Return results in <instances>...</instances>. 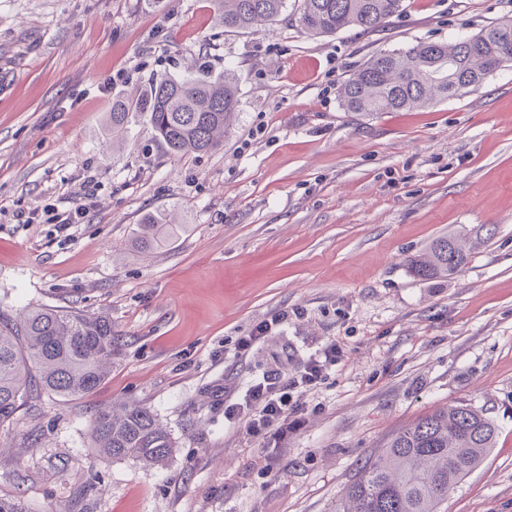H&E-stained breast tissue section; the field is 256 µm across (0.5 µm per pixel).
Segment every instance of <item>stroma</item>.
Masks as SVG:
<instances>
[{"label":"stroma","instance_id":"stroma-1","mask_svg":"<svg viewBox=\"0 0 512 512\" xmlns=\"http://www.w3.org/2000/svg\"><path fill=\"white\" fill-rule=\"evenodd\" d=\"M404 3L379 30L314 37L299 0L261 32L224 31L213 0H0V314L76 307L109 318L118 347L92 394L41 392L0 426V498L335 512L392 434L463 402L498 434L441 512H512V66L372 118L336 95L374 53L475 34L512 0ZM195 65L241 76L223 146L172 155L140 122L111 152L113 97ZM83 202L63 236L52 214ZM171 211L184 230L135 252L143 217ZM444 235L474 242L467 265L414 276L410 259ZM280 311V332L237 358V338ZM332 339L341 361L301 428L269 443L225 423L251 380L291 376ZM125 405L166 429L162 463L92 447L97 413Z\"/></svg>","mask_w":512,"mask_h":512}]
</instances>
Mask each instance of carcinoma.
I'll return each instance as SVG.
<instances>
[{
    "label": "carcinoma",
    "mask_w": 512,
    "mask_h": 512,
    "mask_svg": "<svg viewBox=\"0 0 512 512\" xmlns=\"http://www.w3.org/2000/svg\"><path fill=\"white\" fill-rule=\"evenodd\" d=\"M216 19L226 31L259 32L278 20L286 0H215ZM404 0H301L299 23L307 33L327 36L348 28L374 31L403 11ZM512 19L468 37L418 41L405 49L371 56L338 88L349 112L424 108L479 86L512 64ZM239 74L226 68L214 77L201 68L185 76L152 77L131 98L112 101L107 125L112 147L125 143L135 122L146 120L155 139L174 155L207 153L224 144L236 120ZM172 216L148 214L138 225L136 250L149 249ZM470 258L469 247L452 236L435 239L410 259L419 278L447 277ZM116 342L112 322L76 309L37 307L14 320L0 317V424L23 399L42 391L84 397L112 370ZM497 426L468 404L438 408L399 430L386 448L370 455L346 488L336 512H439L448 492L494 448ZM94 447L112 457L146 465L172 451L167 432L144 407L101 411L92 426Z\"/></svg>",
    "instance_id": "cac0c4a2"
}]
</instances>
